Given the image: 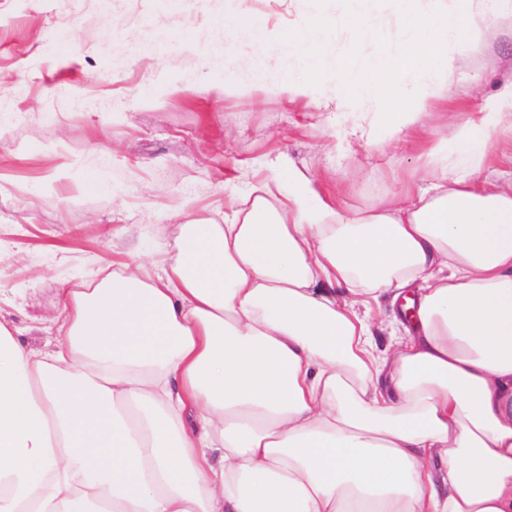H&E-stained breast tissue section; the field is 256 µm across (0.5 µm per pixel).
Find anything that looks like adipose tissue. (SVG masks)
<instances>
[{"mask_svg":"<svg viewBox=\"0 0 512 512\" xmlns=\"http://www.w3.org/2000/svg\"><path fill=\"white\" fill-rule=\"evenodd\" d=\"M329 25L237 27L232 88L321 111L393 95L419 136L468 44L512 0H340ZM287 69L273 82L256 54ZM512 132V78L456 115L400 200L352 212L279 158L177 255L132 252L64 291L49 351L0 321V512H512V177L480 183ZM287 178H280V171ZM413 289L380 349L356 303Z\"/></svg>","mask_w":512,"mask_h":512,"instance_id":"1","label":"adipose tissue"}]
</instances>
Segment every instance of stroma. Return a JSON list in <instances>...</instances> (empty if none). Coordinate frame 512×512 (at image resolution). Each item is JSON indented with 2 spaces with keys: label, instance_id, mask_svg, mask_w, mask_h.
Returning <instances> with one entry per match:
<instances>
[{
  "label": "stroma",
  "instance_id": "1",
  "mask_svg": "<svg viewBox=\"0 0 512 512\" xmlns=\"http://www.w3.org/2000/svg\"><path fill=\"white\" fill-rule=\"evenodd\" d=\"M247 7L257 25L311 13L308 0ZM233 42L224 0H0V76L16 87L0 124V226L28 230L0 270V321L28 347L45 349L62 288L133 246L173 251L179 224L223 223L261 163L288 157L355 210L396 197L404 172L451 138L454 114L512 73L511 30L470 46L472 65L435 106L424 143L404 148L388 139L396 100L362 114L371 135L360 138L346 133L347 87L329 89L321 112L227 90L233 70L213 58Z\"/></svg>",
  "mask_w": 512,
  "mask_h": 512
}]
</instances>
